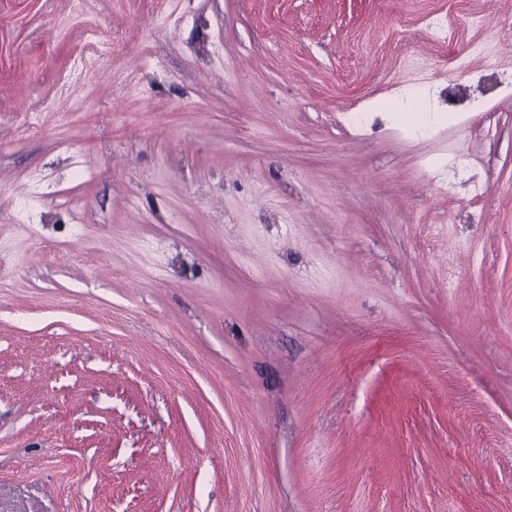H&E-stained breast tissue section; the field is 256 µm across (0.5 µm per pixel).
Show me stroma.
<instances>
[{"label": "stroma", "instance_id": "stroma-1", "mask_svg": "<svg viewBox=\"0 0 512 512\" xmlns=\"http://www.w3.org/2000/svg\"><path fill=\"white\" fill-rule=\"evenodd\" d=\"M0 512H512V0H0Z\"/></svg>", "mask_w": 512, "mask_h": 512}]
</instances>
